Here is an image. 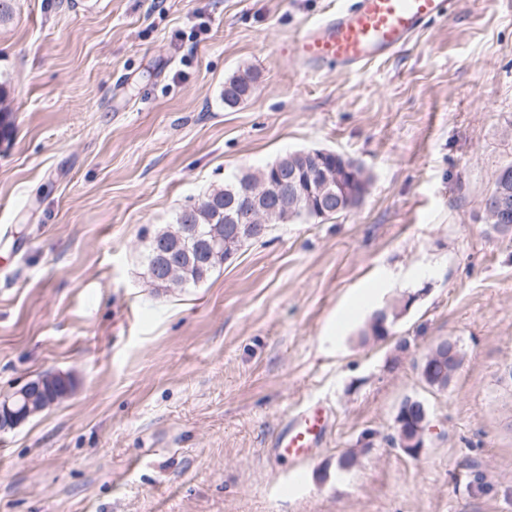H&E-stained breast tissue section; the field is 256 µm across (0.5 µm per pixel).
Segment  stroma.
<instances>
[{"label":"stroma","mask_w":512,"mask_h":512,"mask_svg":"<svg viewBox=\"0 0 512 512\" xmlns=\"http://www.w3.org/2000/svg\"><path fill=\"white\" fill-rule=\"evenodd\" d=\"M335 8L15 0L0 398L48 372L74 389L0 431V512H512V239L481 203L512 163V0H458L390 57L307 73L288 46ZM246 72L252 96L226 106ZM313 149L369 175L357 210L276 225L197 287L154 286L156 229ZM407 294L390 336L362 339ZM446 337L464 358L438 392L418 361ZM408 397L430 415L417 457L394 440ZM315 403L323 444L276 458L287 416Z\"/></svg>","instance_id":"obj_1"}]
</instances>
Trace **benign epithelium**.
Here are the masks:
<instances>
[{"label": "benign epithelium", "instance_id": "obj_1", "mask_svg": "<svg viewBox=\"0 0 512 512\" xmlns=\"http://www.w3.org/2000/svg\"><path fill=\"white\" fill-rule=\"evenodd\" d=\"M497 187L493 193V204L484 209L485 220L488 224H506L512 214V170L504 169L495 177ZM364 181L353 167L338 166L336 170L325 172L324 178L318 182L302 180L295 173L282 174L279 172L260 171L256 175L255 185L247 194L248 205L238 212L229 211L225 214V223L229 224V232L235 234L243 224H265L271 212L277 209L286 194H292L299 201L306 202L309 210L325 217L326 210L333 206H341L344 199L363 192ZM414 300L405 297L393 304L387 305L375 315V319L383 322L392 320L397 323L412 307ZM459 341L453 338L439 340L421 359V376L423 381L436 378L439 389L448 387L459 367L448 369V377H435V363H439L452 355ZM55 373H47L28 382L17 392L24 406L20 410L4 404L0 408V421L17 425L26 420L32 413H38L46 406L67 398L72 388L65 386L56 389L53 386ZM416 421L412 436L403 439L402 450L418 457L425 448V430L428 423V411L423 403L409 399L400 406L396 424L401 426L406 416Z\"/></svg>", "mask_w": 512, "mask_h": 512}]
</instances>
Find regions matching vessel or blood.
I'll use <instances>...</instances> for the list:
<instances>
[{
	"mask_svg": "<svg viewBox=\"0 0 512 512\" xmlns=\"http://www.w3.org/2000/svg\"><path fill=\"white\" fill-rule=\"evenodd\" d=\"M455 6L456 0H342L334 12L302 30L290 51L311 68L330 61L351 70L390 56L427 22L452 16ZM326 421L318 404L288 417L276 441L278 456L307 461L323 439Z\"/></svg>",
	"mask_w": 512,
	"mask_h": 512,
	"instance_id": "vessel-or-blood-1",
	"label": "vessel or blood"
}]
</instances>
